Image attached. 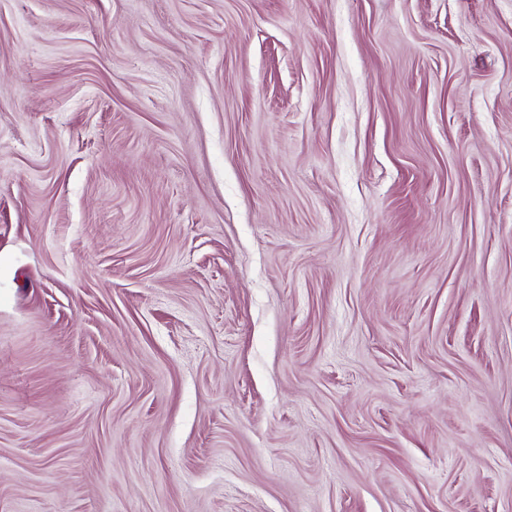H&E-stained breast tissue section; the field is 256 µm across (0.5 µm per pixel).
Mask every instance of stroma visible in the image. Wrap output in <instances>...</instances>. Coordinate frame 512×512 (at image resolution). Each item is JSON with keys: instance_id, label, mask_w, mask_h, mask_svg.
<instances>
[{"instance_id": "obj_1", "label": "stroma", "mask_w": 512, "mask_h": 512, "mask_svg": "<svg viewBox=\"0 0 512 512\" xmlns=\"http://www.w3.org/2000/svg\"><path fill=\"white\" fill-rule=\"evenodd\" d=\"M0 512H512V0H0Z\"/></svg>"}]
</instances>
